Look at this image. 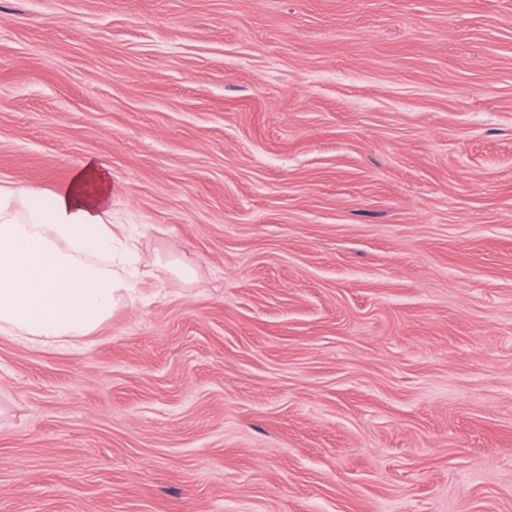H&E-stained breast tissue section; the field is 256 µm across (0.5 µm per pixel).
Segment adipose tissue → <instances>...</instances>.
Masks as SVG:
<instances>
[{"instance_id":"obj_1","label":"adipose tissue","mask_w":512,"mask_h":512,"mask_svg":"<svg viewBox=\"0 0 512 512\" xmlns=\"http://www.w3.org/2000/svg\"><path fill=\"white\" fill-rule=\"evenodd\" d=\"M118 243L97 159L46 195L0 188V332L60 347L98 329L131 296L128 279L96 261Z\"/></svg>"}]
</instances>
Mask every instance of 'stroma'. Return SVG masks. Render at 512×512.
<instances>
[{
  "mask_svg": "<svg viewBox=\"0 0 512 512\" xmlns=\"http://www.w3.org/2000/svg\"><path fill=\"white\" fill-rule=\"evenodd\" d=\"M88 157L136 298L0 333V512H512V0H0V186Z\"/></svg>",
  "mask_w": 512,
  "mask_h": 512,
  "instance_id": "obj_1",
  "label": "stroma"
}]
</instances>
